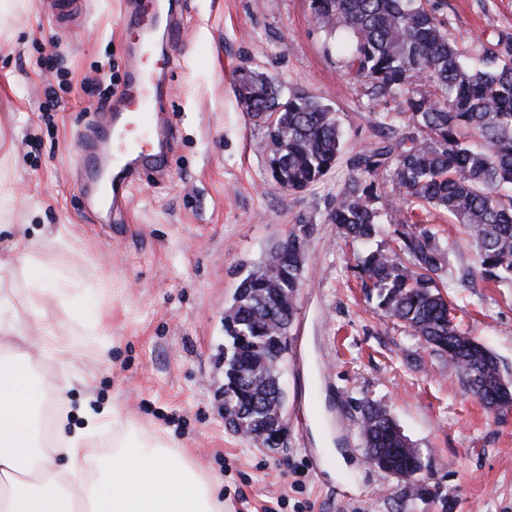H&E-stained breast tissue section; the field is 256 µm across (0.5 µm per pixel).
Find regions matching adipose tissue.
<instances>
[{
  "label": "adipose tissue",
  "instance_id": "1",
  "mask_svg": "<svg viewBox=\"0 0 512 512\" xmlns=\"http://www.w3.org/2000/svg\"><path fill=\"white\" fill-rule=\"evenodd\" d=\"M43 396L28 367L0 356V512H224L214 484L168 437L138 435L112 406L70 429L59 410L50 431L34 417ZM112 432V452L91 459V441Z\"/></svg>",
  "mask_w": 512,
  "mask_h": 512
}]
</instances>
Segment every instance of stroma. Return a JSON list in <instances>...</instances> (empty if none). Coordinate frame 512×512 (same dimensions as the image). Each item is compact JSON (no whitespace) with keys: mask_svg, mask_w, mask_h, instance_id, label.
I'll list each match as a JSON object with an SVG mask.
<instances>
[{"mask_svg":"<svg viewBox=\"0 0 512 512\" xmlns=\"http://www.w3.org/2000/svg\"><path fill=\"white\" fill-rule=\"evenodd\" d=\"M127 0H87L59 24L51 0H27L1 23L0 254L26 237L33 262L0 277L21 327L65 336L73 361L39 360L46 415L93 396L119 407L144 432L165 431L214 479L224 512H512V411L494 414L467 393L455 365L382 316L355 269L364 244L343 239L329 212L351 176V159L405 126L397 98L372 99L350 79L316 26L310 0H181L180 38L168 64L165 117L176 149L165 176L139 180L116 218L87 203L86 170L74 152L98 116V72L121 93ZM470 56L512 41V0H431ZM258 70L282 95L303 90L331 106L342 149L319 181L294 192L270 177L267 125L245 112L235 75ZM60 109L48 107L49 98ZM432 227L447 255L449 293L467 335L512 379V286L465 279L475 244L446 212L404 204ZM307 225V256L281 377L287 434L272 450L224 420V310L240 280L271 246ZM80 286L68 305L45 298L28 313L33 275ZM385 405L424 453L426 494L370 465L360 400Z\"/></svg>","mask_w":512,"mask_h":512,"instance_id":"stroma-1","label":"stroma"}]
</instances>
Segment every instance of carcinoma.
Returning a JSON list of instances; mask_svg holds the SVG:
<instances>
[{
    "label": "carcinoma",
    "instance_id": "1",
    "mask_svg": "<svg viewBox=\"0 0 512 512\" xmlns=\"http://www.w3.org/2000/svg\"><path fill=\"white\" fill-rule=\"evenodd\" d=\"M310 8L347 57L348 73L366 81L374 98L421 82L434 88L405 100L411 130L352 160L353 176L331 223L347 238L372 241L379 230L375 201L382 198L376 178L390 166L399 195L446 210L473 240L483 279L512 284V42L497 43L471 64L428 0H310ZM235 83L246 111L268 122L278 186L299 191L331 169L341 135L329 106L304 91L282 102L278 87L258 71L238 72ZM396 225V247L356 259L359 277L376 291L377 308L425 347L449 356L487 409H511L512 386L497 357L455 322L435 233L401 218ZM307 237L304 224L279 242L240 280L224 311V417L267 448L279 446L272 433L282 399L268 359L295 316ZM360 413L367 453L384 468L412 474L425 467L420 449L384 405L364 400Z\"/></svg>",
    "mask_w": 512,
    "mask_h": 512
}]
</instances>
